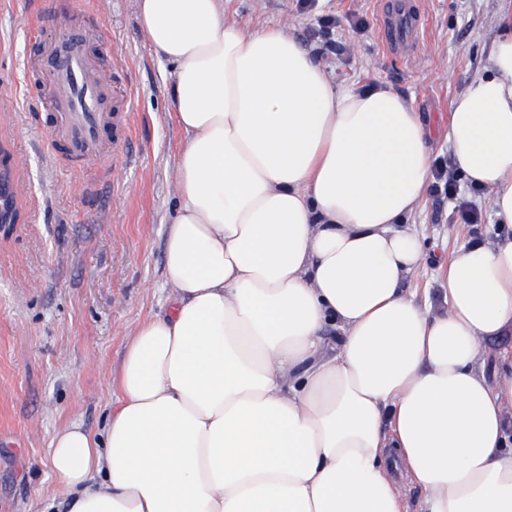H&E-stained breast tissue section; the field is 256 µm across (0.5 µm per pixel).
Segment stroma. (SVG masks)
I'll use <instances>...</instances> for the list:
<instances>
[{"mask_svg":"<svg viewBox=\"0 0 512 512\" xmlns=\"http://www.w3.org/2000/svg\"><path fill=\"white\" fill-rule=\"evenodd\" d=\"M95 3L0 0V151L20 159V219L0 227V512H61L48 464L55 431L77 420L103 433L132 333L168 310L165 240L181 202L176 162L186 140L174 119V67L150 49L136 0H107L102 15ZM417 4L422 29L409 53L384 47L381 0H319L310 13L296 0H224V16L249 30L287 28L334 83L399 93L428 119L438 163L450 153L453 101L490 66L499 0ZM55 11L71 14L76 34L100 24L105 67L132 96L129 147L103 159L122 176L95 193L86 172L50 154L47 94L29 73L58 33ZM325 15L337 24L323 44L311 33ZM358 18L366 31L355 28ZM460 200L481 210V223H460L457 201L433 186L410 218L432 257L496 226L489 193L464 180ZM499 229L512 235L511 225Z\"/></svg>","mask_w":512,"mask_h":512,"instance_id":"stroma-1","label":"stroma"}]
</instances>
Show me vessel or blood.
<instances>
[{
	"label": "vessel or blood",
	"mask_w": 512,
	"mask_h": 512,
	"mask_svg": "<svg viewBox=\"0 0 512 512\" xmlns=\"http://www.w3.org/2000/svg\"><path fill=\"white\" fill-rule=\"evenodd\" d=\"M419 31L415 5L392 0L383 17V38L388 49L411 50ZM43 84L52 128L49 149L75 167L96 168L105 147L120 149L128 140L125 101L114 110L105 102L115 87L100 64L98 53L85 39L60 33L43 51Z\"/></svg>",
	"instance_id": "vessel-or-blood-1"
}]
</instances>
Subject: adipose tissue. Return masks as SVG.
I'll return each mask as SVG.
<instances>
[{
  "mask_svg": "<svg viewBox=\"0 0 512 512\" xmlns=\"http://www.w3.org/2000/svg\"><path fill=\"white\" fill-rule=\"evenodd\" d=\"M175 64L187 135L166 238L170 308L133 332L104 437L50 445L69 512H512V236L468 241L443 303L408 219L430 127L392 89L346 90L224 0H136ZM449 148L512 224V31L452 104ZM445 272H436L431 265L420 270L410 278L408 288H412L417 293L418 301L423 305L428 299L435 305L442 303L443 289L446 286Z\"/></svg>",
  "mask_w": 512,
  "mask_h": 512,
  "instance_id": "obj_1",
  "label": "adipose tissue"
}]
</instances>
